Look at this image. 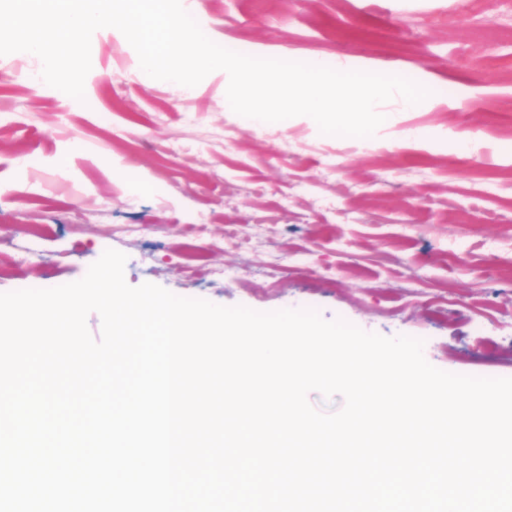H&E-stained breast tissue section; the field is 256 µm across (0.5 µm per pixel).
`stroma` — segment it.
I'll return each mask as SVG.
<instances>
[{
    "mask_svg": "<svg viewBox=\"0 0 512 512\" xmlns=\"http://www.w3.org/2000/svg\"><path fill=\"white\" fill-rule=\"evenodd\" d=\"M200 3L204 33L243 54L433 74L431 107L393 128L437 142L364 147L301 117L253 129L225 103L223 72L142 82L114 28L94 34L81 102L29 83L36 60L20 71L0 56V293L77 281L114 249L133 287L313 309L422 339L440 370L512 377V0ZM461 130L477 151L452 144Z\"/></svg>",
    "mask_w": 512,
    "mask_h": 512,
    "instance_id": "stroma-1",
    "label": "stroma"
}]
</instances>
